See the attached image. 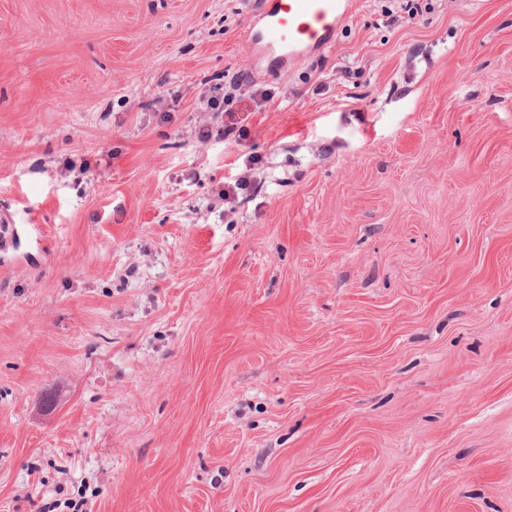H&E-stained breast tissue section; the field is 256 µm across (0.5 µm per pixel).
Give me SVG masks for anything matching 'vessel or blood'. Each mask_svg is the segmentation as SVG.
Here are the masks:
<instances>
[{"instance_id":"obj_1","label":"vessel or blood","mask_w":512,"mask_h":512,"mask_svg":"<svg viewBox=\"0 0 512 512\" xmlns=\"http://www.w3.org/2000/svg\"><path fill=\"white\" fill-rule=\"evenodd\" d=\"M351 0H261L249 40L259 53L296 63L328 49Z\"/></svg>"}]
</instances>
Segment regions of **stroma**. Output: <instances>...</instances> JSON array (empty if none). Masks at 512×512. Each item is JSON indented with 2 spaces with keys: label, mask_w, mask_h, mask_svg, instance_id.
Listing matches in <instances>:
<instances>
[{
  "label": "stroma",
  "mask_w": 512,
  "mask_h": 512,
  "mask_svg": "<svg viewBox=\"0 0 512 512\" xmlns=\"http://www.w3.org/2000/svg\"><path fill=\"white\" fill-rule=\"evenodd\" d=\"M258 2L0 0V512H512V0ZM350 0H261L249 40L259 53L296 63L328 49ZM255 86L256 83H254L250 78L244 77L239 79L237 83H234L231 87L230 91L224 93L223 97H205L203 102L206 105V110L209 112H224V106L228 105V103L235 97V92L241 90H248L256 105L261 107L271 99V94L266 89L254 88Z\"/></svg>",
  "instance_id": "35a3bbf8"
}]
</instances>
